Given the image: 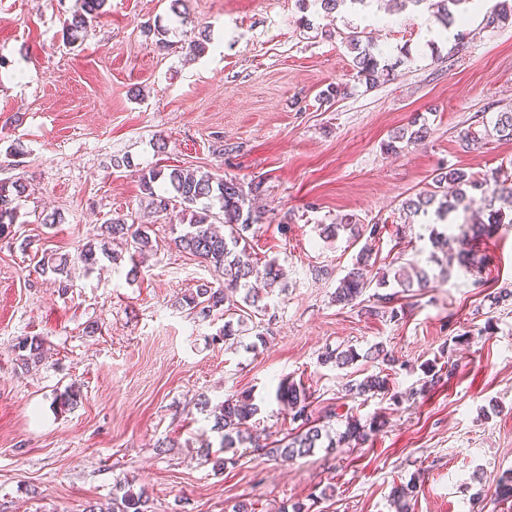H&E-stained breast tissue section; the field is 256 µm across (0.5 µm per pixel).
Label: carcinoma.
Segmentation results:
<instances>
[{
    "mask_svg": "<svg viewBox=\"0 0 512 512\" xmlns=\"http://www.w3.org/2000/svg\"><path fill=\"white\" fill-rule=\"evenodd\" d=\"M349 1L364 5L370 0H298L300 9L318 7L329 14ZM77 5L63 22V39L75 47L83 44L90 32L92 21L106 13L107 0H76ZM512 20V0H499L487 17V23L495 24ZM344 40L354 53L353 69L358 81L373 86L381 77H387L392 67L385 63L384 54L378 50L363 30L352 29L345 33ZM501 140L512 139V112L497 113L493 127L483 135L469 133L463 139V148L478 151L487 145L486 137L490 133ZM427 127L400 129L383 143L384 150L397 151L396 142L407 140L420 141L427 137ZM147 207L156 213L165 212L171 202L177 200L184 205L182 215L189 216L187 229L174 239L175 245L184 253L200 259L219 275L217 283L200 284L195 290L182 295L179 306H186L192 312L207 318L213 312L224 309V314L232 311L250 312L252 316L266 313L268 304L265 299L275 290L287 287L286 273L274 260L258 265L248 248L246 233L257 222L250 200L262 194V181L243 186L237 179L198 169L174 167L169 171L150 168L140 178ZM449 184L454 194L438 195V189ZM27 185L18 178L11 185L0 184V236L4 235L8 225L16 219L15 201L26 191ZM480 191L490 194L487 220L466 225V229L456 235L453 225L448 223L450 213L460 206L467 205L470 193ZM509 205V210L494 207L495 201ZM438 204L435 209L437 220L444 222L443 230H430L429 240L433 248L441 251L444 266L441 273L448 275L459 267L471 271L482 263L478 256L479 245L498 228L512 224V179L495 175L492 178H477L459 168H450L438 173L434 178V189L419 193L401 204L405 219L419 212L428 211V207ZM108 240L100 246L85 244L77 248L76 257L66 254L48 257L40 261L39 267L44 274H51L52 280L61 293L66 294L73 288L72 270L80 263L92 268L98 263L97 253L110 255L109 244L112 240H123L130 246L132 254L143 255L153 250V241L147 231L129 222V215L117 214L105 221ZM382 225L354 224L352 219L343 218L336 224H324L321 234L326 239L335 238L340 232H348L354 239L364 237L370 241L381 234ZM371 247L362 246L357 259L348 272L340 279L336 288V302L349 304L357 300L366 288L364 270L370 261ZM393 280L400 288L418 286L426 288L431 283L428 270L424 267H412L407 271L401 266L395 270ZM17 351V365L25 370L39 364L42 360L43 340L33 336L24 337L14 344ZM369 359L379 365V372L360 381L351 380L345 389L350 395L366 396L387 389V377L383 376L384 367L393 366L395 357L383 344L370 346L365 353L356 349L327 350L321 357L324 364L333 363L338 368L351 365L358 358ZM276 399L288 407L292 421L299 422L297 431L276 442L270 449L273 455L293 460L305 457L317 448H337L345 443L364 444L369 437L386 427L387 421L372 419L364 424L353 415L345 417L344 431L333 436L320 420L312 418L311 392L303 385L292 381H283L276 390ZM259 407L251 394L233 395L224 399L220 407L213 411L215 431L220 433V447L228 450L249 444L261 447L252 434L249 422L258 413ZM415 486L408 484L393 490L391 504L395 512H408L406 498L414 492ZM122 494L112 498V506L103 510L90 506L89 512H150L149 496L144 489L134 491L130 487H121Z\"/></svg>",
    "mask_w": 512,
    "mask_h": 512,
    "instance_id": "1",
    "label": "carcinoma"
}]
</instances>
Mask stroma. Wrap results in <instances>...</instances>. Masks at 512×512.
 I'll list each match as a JSON object with an SVG mask.
<instances>
[{"label": "stroma", "instance_id": "35a3bbf8", "mask_svg": "<svg viewBox=\"0 0 512 512\" xmlns=\"http://www.w3.org/2000/svg\"><path fill=\"white\" fill-rule=\"evenodd\" d=\"M73 3L0 0V182L27 185L0 238V512H86L123 482L146 489L152 512H234L242 501L278 512L329 485L313 512H395L391 490L410 483L409 512H512V500L494 496L512 470V225L481 244L479 269L442 278L427 239L434 213L408 224L399 210L442 168L512 176V140L460 147L512 111V24L484 22L497 0L453 6V28L468 34L461 47L432 37L434 9L397 11L391 0L329 15L297 0H182L176 14L171 0H108L72 47L62 23ZM155 23L168 28L166 43L147 34ZM349 26L367 28L396 65L373 88L355 77L340 37ZM205 29L204 53L189 57ZM336 84L347 96L320 101ZM414 121L427 137L384 152ZM116 156L128 165L114 167ZM173 166L263 183L247 237L253 257L283 266L288 288L268 297L259 333L240 344L218 341L220 314L177 304L216 275L175 247L181 213L145 212L141 171ZM128 212L146 216L157 250L133 262L112 243L115 259L76 266L65 295L41 274L42 257L100 243L105 220ZM52 213L59 223L46 224ZM344 216L384 226L367 287L345 306L335 291L362 244L319 231ZM409 264L428 268L429 287L389 285L397 318L368 315L382 274ZM23 336L42 337L46 350L27 371L13 351ZM376 343L397 360L390 391L351 398L347 381L376 363L339 369L320 358ZM437 356L453 374L423 390L420 366ZM283 380L312 392L330 432L344 430L347 413L389 423L365 445L292 461L251 447L226 457L211 407L251 392L253 432L281 439L293 427L275 399ZM71 387L79 402L69 409L56 397Z\"/></svg>", "mask_w": 512, "mask_h": 512}]
</instances>
